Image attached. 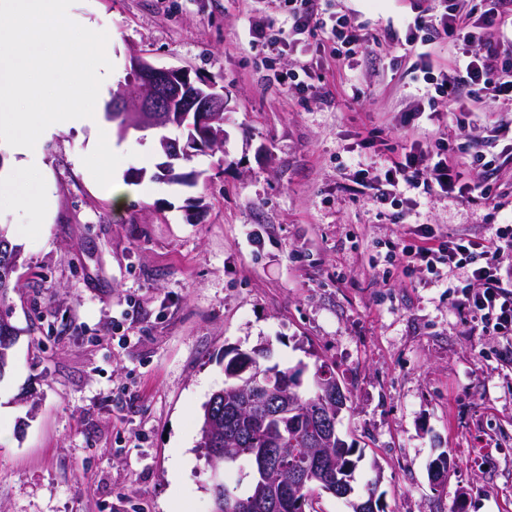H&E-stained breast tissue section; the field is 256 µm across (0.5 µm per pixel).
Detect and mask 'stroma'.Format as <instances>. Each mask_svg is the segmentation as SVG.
<instances>
[{"label":"stroma","instance_id":"obj_1","mask_svg":"<svg viewBox=\"0 0 512 512\" xmlns=\"http://www.w3.org/2000/svg\"><path fill=\"white\" fill-rule=\"evenodd\" d=\"M417 2L329 0L382 37L349 74L314 38L278 56L250 46L241 0H76L71 19L112 44L99 108L141 53L223 85L224 144L180 162L200 174L189 187L156 178L160 130L115 138L118 202L82 163L91 133L43 142L54 208L20 241L0 512H212L201 407L224 385L225 352L261 344L303 384L320 357L344 374L355 404L337 430L381 466L385 512H512V339L472 335L447 282L397 270L411 226L377 216L350 181L352 152L400 153L406 112L452 121L383 37ZM303 66L311 91H284L279 76ZM492 180L501 210L437 197L415 222L489 236L512 221V165Z\"/></svg>","mask_w":512,"mask_h":512}]
</instances>
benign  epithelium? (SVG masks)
I'll return each instance as SVG.
<instances>
[{
    "label": "benign epithelium",
    "instance_id": "7a95c632",
    "mask_svg": "<svg viewBox=\"0 0 512 512\" xmlns=\"http://www.w3.org/2000/svg\"><path fill=\"white\" fill-rule=\"evenodd\" d=\"M130 69L142 77L149 92L133 98L122 86L113 94L112 111L120 113L122 126L197 128L211 146L222 144L227 104L224 89L215 80L193 77L186 67L157 66L139 55L130 58ZM199 146L192 139L168 142L163 148L165 161L159 166L162 176L173 182L182 181L175 167L183 155L193 153Z\"/></svg>",
    "mask_w": 512,
    "mask_h": 512
}]
</instances>
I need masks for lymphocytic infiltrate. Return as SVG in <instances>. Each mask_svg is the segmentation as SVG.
Returning a JSON list of instances; mask_svg holds the SVG:
<instances>
[{"label": "lymphocytic infiltrate", "instance_id": "f902f5d3", "mask_svg": "<svg viewBox=\"0 0 512 512\" xmlns=\"http://www.w3.org/2000/svg\"><path fill=\"white\" fill-rule=\"evenodd\" d=\"M282 17L244 9L250 34L273 53L318 35L344 69L354 70L358 57L380 38L368 36L352 15L322 9L320 0H276ZM501 40L484 43L486 31ZM384 37L402 41L415 54L438 96L457 118L449 130L413 138L396 158L378 164L363 155L350 163L357 193L366 195L378 215L393 224L408 223L421 203L434 197L456 198L500 208L487 175L512 164L499 110L512 106V0H431L400 28ZM448 47L450 63L435 68L438 48ZM468 142L469 152L459 149ZM392 259L403 270L419 269L435 280L457 285V308L466 311L482 335L512 336V225H497L492 236L478 240L443 236L433 225L413 226L411 239L395 245Z\"/></svg>", "mask_w": 512, "mask_h": 512}]
</instances>
